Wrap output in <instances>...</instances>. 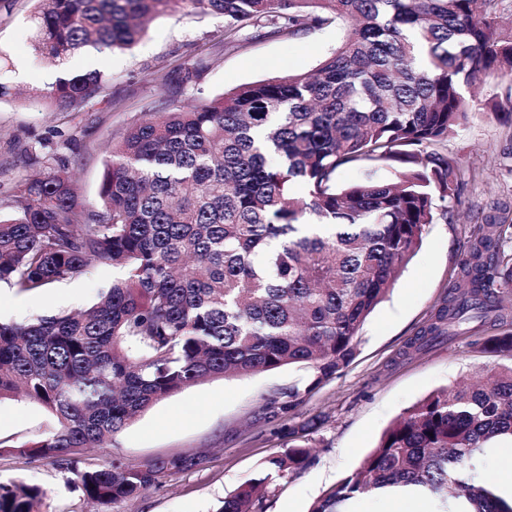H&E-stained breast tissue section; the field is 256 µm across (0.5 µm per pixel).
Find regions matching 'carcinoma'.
Listing matches in <instances>:
<instances>
[{"label": "carcinoma", "mask_w": 512, "mask_h": 512, "mask_svg": "<svg viewBox=\"0 0 512 512\" xmlns=\"http://www.w3.org/2000/svg\"><path fill=\"white\" fill-rule=\"evenodd\" d=\"M224 16V44L250 28L301 37L345 27L307 73L243 84L170 108L203 70L162 67L155 118L112 147L98 202L53 170L18 179L0 199V282L31 295L85 276L119 275L97 302L65 315L0 322V401L43 408L51 428L0 454L49 458L99 505L138 497L198 464L174 456L78 469L79 448L112 445L157 402L201 380L300 366L314 379L288 388V412L346 368L358 337L426 228L454 222L463 203L448 138L474 112L468 89L512 73L504 0H35L33 52L57 67L87 50L129 49L146 23L179 6ZM47 98L69 113L119 107L99 72L65 74ZM485 107L512 129V83ZM397 164L396 180L336 187L338 170ZM512 216L474 226L457 281L428 325L442 336L487 327L478 351L507 363L476 384L440 389L403 413L363 466L311 512H347L363 495L412 487L457 512H512L481 475L486 444L512 438ZM266 460L217 512H263L271 483L310 460L306 434ZM46 492L0 483V512H35Z\"/></svg>", "instance_id": "cac0c4a2"}]
</instances>
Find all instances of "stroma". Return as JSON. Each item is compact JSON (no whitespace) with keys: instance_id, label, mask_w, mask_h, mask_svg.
Instances as JSON below:
<instances>
[{"instance_id":"1","label":"stroma","mask_w":512,"mask_h":512,"mask_svg":"<svg viewBox=\"0 0 512 512\" xmlns=\"http://www.w3.org/2000/svg\"><path fill=\"white\" fill-rule=\"evenodd\" d=\"M31 0H12L0 9V51L13 66L0 80L27 92L49 87L52 66L30 50ZM224 18L190 8L155 19L132 50L71 59L70 69L99 70L112 79L121 102L111 112L92 107L71 115L39 101L0 100V199L22 177L40 172L38 157H61L85 199L96 200L109 146L134 121L158 109L155 77L164 62L184 60L189 45L217 42L197 83L177 99L186 106L240 85L311 70L331 49L335 29L302 39L266 38L250 32L246 42L223 45ZM497 91L486 79L478 89V108L469 123L448 141L461 160L466 204L459 220L429 225L422 245L393 290L364 324L354 360L323 381L291 412L272 408L288 387L307 378L299 366H285L249 377L208 379L158 402L119 433L112 446L87 448L81 464L94 467L118 459L129 466L172 456H198L192 469L166 476L138 498L103 508L88 502L74 474L48 459L0 456V481L21 480L45 490L40 512H215L220 500L253 477L263 462L290 445L289 430L321 418L309 436L311 460L303 470L276 480L264 512H310L313 504L362 466L386 430L405 411L436 390L472 382L501 364V357L479 352L468 336H453L427 350L410 348L435 306L448 295L456 265L475 224L490 204L512 201V131L483 108ZM116 269L99 265L83 278L31 296L0 283V320L27 322L37 316L68 312L92 303ZM51 426L48 414L26 400L0 402V437L21 445Z\"/></svg>"}]
</instances>
